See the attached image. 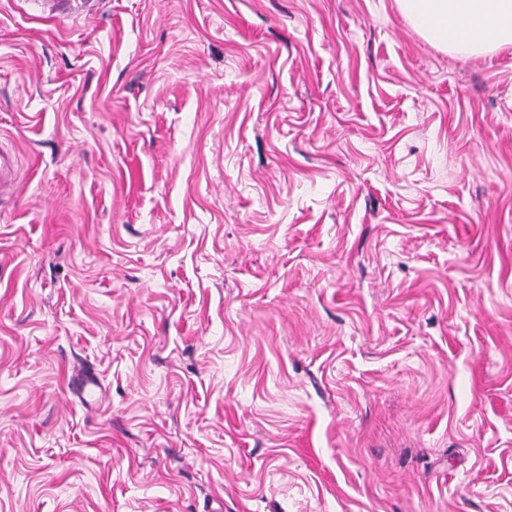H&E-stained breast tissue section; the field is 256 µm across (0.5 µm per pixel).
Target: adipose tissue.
Wrapping results in <instances>:
<instances>
[{"mask_svg":"<svg viewBox=\"0 0 512 512\" xmlns=\"http://www.w3.org/2000/svg\"><path fill=\"white\" fill-rule=\"evenodd\" d=\"M426 37L461 55L512 43V0H398Z\"/></svg>","mask_w":512,"mask_h":512,"instance_id":"1","label":"adipose tissue"}]
</instances>
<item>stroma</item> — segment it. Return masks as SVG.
I'll list each match as a JSON object with an SVG mask.
<instances>
[{
	"label": "stroma",
	"mask_w": 512,
	"mask_h": 512,
	"mask_svg": "<svg viewBox=\"0 0 512 512\" xmlns=\"http://www.w3.org/2000/svg\"><path fill=\"white\" fill-rule=\"evenodd\" d=\"M0 144V512H512V45L0 0ZM18 179L16 159L0 146V196L13 194Z\"/></svg>",
	"instance_id": "35a3bbf8"
}]
</instances>
